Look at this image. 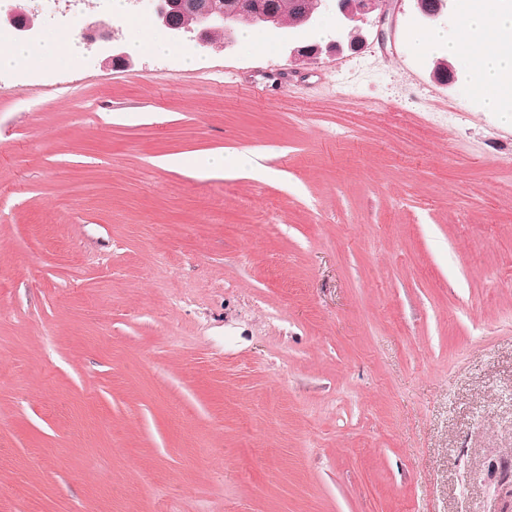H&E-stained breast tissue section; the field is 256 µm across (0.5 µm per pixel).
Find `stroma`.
Segmentation results:
<instances>
[{
  "mask_svg": "<svg viewBox=\"0 0 512 512\" xmlns=\"http://www.w3.org/2000/svg\"><path fill=\"white\" fill-rule=\"evenodd\" d=\"M417 18L0 68V512H512V113ZM391 0H336L338 35L325 45L317 37L320 31V21L317 16L307 17L302 27L291 36L288 34L289 59L293 63L317 61L325 51L329 54H340L346 45L354 50L363 39L360 36L361 26L369 14L379 11L380 19H386ZM347 40V42L345 41Z\"/></svg>",
  "mask_w": 512,
  "mask_h": 512,
  "instance_id": "obj_1",
  "label": "stroma"
}]
</instances>
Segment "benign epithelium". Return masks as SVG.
Segmentation results:
<instances>
[{
  "label": "benign epithelium",
  "instance_id": "7a95c632",
  "mask_svg": "<svg viewBox=\"0 0 512 512\" xmlns=\"http://www.w3.org/2000/svg\"><path fill=\"white\" fill-rule=\"evenodd\" d=\"M32 0H13L5 12H0V26H11L18 32V39L26 40L32 35V25L27 22L29 15L35 13L31 6ZM155 7L152 17L155 23L168 31L175 41L189 38L199 47L208 46L211 37L218 33H224V45L230 47L234 43V30L240 22L248 20L252 25L264 29H278L281 27L279 19L275 16L249 13L243 5L235 9L222 10L218 15L213 11L203 8L197 12L194 26L183 29L174 24L175 15L181 12L185 6V0H154ZM391 0H336V14L338 35L336 39L324 44L318 40L320 31L319 18L307 17L302 27L288 37L289 59L293 63L316 61L322 53L340 54L344 48L351 50L363 42L360 36L361 24L367 21L369 14L377 11L381 18L388 15V6ZM418 8L426 18V24H437L448 16L447 0H435L434 6L427 9L420 0H414ZM82 40L87 48L91 49L98 43H108L112 40L103 23H92L82 33Z\"/></svg>",
  "mask_w": 512,
  "mask_h": 512
}]
</instances>
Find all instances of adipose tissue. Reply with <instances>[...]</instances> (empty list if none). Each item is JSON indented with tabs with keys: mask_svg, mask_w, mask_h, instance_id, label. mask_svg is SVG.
I'll return each mask as SVG.
<instances>
[{
	"mask_svg": "<svg viewBox=\"0 0 512 512\" xmlns=\"http://www.w3.org/2000/svg\"><path fill=\"white\" fill-rule=\"evenodd\" d=\"M406 37L419 50L437 47L448 55L481 111L512 112V0H456L454 34L415 25ZM71 47L54 34L35 46L15 43L0 50V67L50 70L72 61Z\"/></svg>",
	"mask_w": 512,
	"mask_h": 512,
	"instance_id": "adipose-tissue-1",
	"label": "adipose tissue"
}]
</instances>
